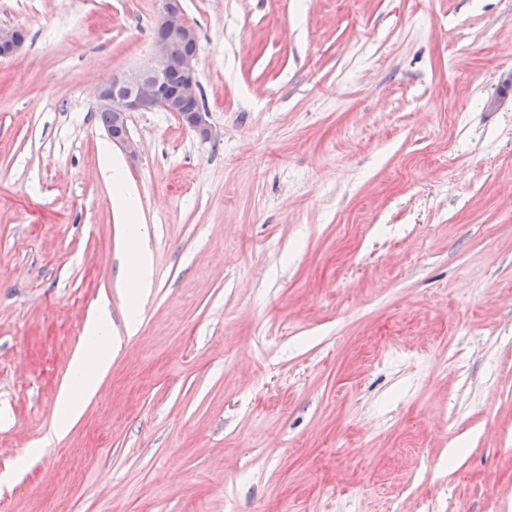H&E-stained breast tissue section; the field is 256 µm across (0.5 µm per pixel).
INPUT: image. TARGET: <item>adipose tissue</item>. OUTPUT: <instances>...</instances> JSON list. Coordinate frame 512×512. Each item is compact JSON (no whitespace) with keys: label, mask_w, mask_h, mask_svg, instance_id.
I'll use <instances>...</instances> for the list:
<instances>
[{"label":"adipose tissue","mask_w":512,"mask_h":512,"mask_svg":"<svg viewBox=\"0 0 512 512\" xmlns=\"http://www.w3.org/2000/svg\"><path fill=\"white\" fill-rule=\"evenodd\" d=\"M107 181L112 189V203L127 224V272L123 288L130 306H137L151 284L148 241L138 224L140 203L121 163H106ZM87 350L74 354L71 375L61 387L58 401L62 420L49 432V439L62 438L70 425L83 413L87 400L93 398L112 366V323L107 312H100L86 324Z\"/></svg>","instance_id":"adipose-tissue-1"}]
</instances>
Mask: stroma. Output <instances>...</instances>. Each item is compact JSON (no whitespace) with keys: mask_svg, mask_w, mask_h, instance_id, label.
Segmentation results:
<instances>
[{"mask_svg":"<svg viewBox=\"0 0 512 512\" xmlns=\"http://www.w3.org/2000/svg\"><path fill=\"white\" fill-rule=\"evenodd\" d=\"M179 3L222 137L128 121L129 334L96 100L158 0H0V512H512V0ZM26 41L23 28L19 26L0 28V58L10 59L16 56ZM107 181L112 188L113 207L124 217L127 225L126 251L127 272L123 288L130 304V322L135 323L137 306L151 284V269L148 258V241L138 221L140 203L135 188L129 183L123 165L112 163L111 151L105 148ZM85 335L87 351L75 353L71 360L70 378L58 395L63 418L46 436L49 442L62 438L69 426L80 418L85 402L96 395L111 369L112 323L106 310L87 322Z\"/></svg>","mask_w":512,"mask_h":512,"instance_id":"35a3bbf8","label":"stroma"}]
</instances>
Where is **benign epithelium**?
<instances>
[{
  "label": "benign epithelium",
  "mask_w": 512,
  "mask_h": 512,
  "mask_svg": "<svg viewBox=\"0 0 512 512\" xmlns=\"http://www.w3.org/2000/svg\"><path fill=\"white\" fill-rule=\"evenodd\" d=\"M155 61L152 65L115 77L98 94V107L112 113V127L107 134L128 160L139 159L138 142L128 130V117L142 112L147 104L163 112H175L183 126L203 140L217 137L206 109L180 112L178 105L185 100H197L201 88L197 78L199 37L197 30L180 11L168 7L163 0L155 15ZM26 41L19 26L0 28V58L16 56Z\"/></svg>",
  "instance_id": "benign-epithelium-1"
}]
</instances>
